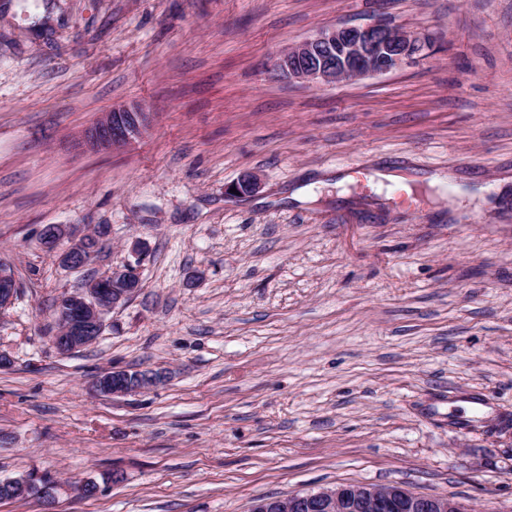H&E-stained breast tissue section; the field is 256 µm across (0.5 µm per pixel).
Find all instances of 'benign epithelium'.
Segmentation results:
<instances>
[{"label":"benign epithelium","mask_w":512,"mask_h":512,"mask_svg":"<svg viewBox=\"0 0 512 512\" xmlns=\"http://www.w3.org/2000/svg\"><path fill=\"white\" fill-rule=\"evenodd\" d=\"M423 48L421 38L385 21L356 26L344 25L324 30L317 35L285 48L274 61V77L299 80L312 85L336 84L354 79L383 75L409 61ZM151 126V113L141 107H114L86 132L88 142L110 149L131 143ZM69 237L71 245L61 254V262L69 268H81L92 256L86 234H73L65 225H52L43 232L42 244L55 251L61 240ZM140 287L137 267L128 263L115 267L86 288L61 299L58 316L63 325L52 336L57 351L66 354L95 342L102 334L106 315L127 303ZM16 283L12 272L0 267V306H9L15 296ZM167 379V372L146 381L130 382L124 371L113 369L99 375L93 390L109 396H124L156 386ZM13 498H33L46 504L60 494L73 492L82 497L105 491L101 485L81 483L77 490L55 486L49 492L41 475L28 474L8 480ZM354 500L361 512H402L404 505H417L421 512H462L460 504L448 497L411 494L397 485L380 487H347L322 489L293 494L275 502L276 512H342V504Z\"/></svg>","instance_id":"1"}]
</instances>
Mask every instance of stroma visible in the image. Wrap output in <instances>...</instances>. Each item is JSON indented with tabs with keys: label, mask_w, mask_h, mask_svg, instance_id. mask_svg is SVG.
<instances>
[{
	"label": "stroma",
	"mask_w": 512,
	"mask_h": 512,
	"mask_svg": "<svg viewBox=\"0 0 512 512\" xmlns=\"http://www.w3.org/2000/svg\"><path fill=\"white\" fill-rule=\"evenodd\" d=\"M377 20L423 51L335 85L270 76ZM138 105L146 134L86 145ZM389 170L428 201L378 191ZM249 172L259 192L230 196ZM55 224L110 235L72 269L41 246ZM137 241L139 291L59 353L56 302ZM0 264V479L125 476L53 512L388 484L512 512V0H0ZM115 368L168 378L94 392ZM151 126V113L141 107H115L86 132L88 142L97 148L112 149L140 138ZM124 371L126 370L113 369L102 373L94 380L93 390L96 393L113 397L124 396L161 384L168 378V373L160 370L158 375L155 373L149 374V376H153L149 380L130 383L124 375Z\"/></svg>",
	"instance_id": "35a3bbf8"
}]
</instances>
